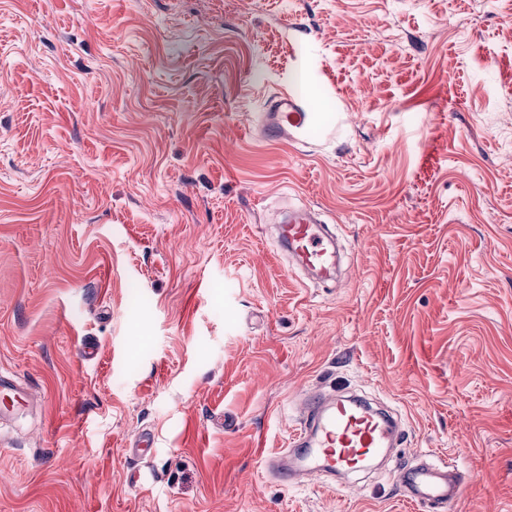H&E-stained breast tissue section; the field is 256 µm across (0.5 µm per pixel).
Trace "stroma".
<instances>
[{
    "label": "stroma",
    "mask_w": 512,
    "mask_h": 512,
    "mask_svg": "<svg viewBox=\"0 0 512 512\" xmlns=\"http://www.w3.org/2000/svg\"><path fill=\"white\" fill-rule=\"evenodd\" d=\"M301 66L335 138H259ZM0 370V512H427L263 469L336 388L512 512V0H0ZM322 228L321 221L311 210L289 211L277 227V240L299 264L331 276L336 269V251Z\"/></svg>",
    "instance_id": "stroma-1"
}]
</instances>
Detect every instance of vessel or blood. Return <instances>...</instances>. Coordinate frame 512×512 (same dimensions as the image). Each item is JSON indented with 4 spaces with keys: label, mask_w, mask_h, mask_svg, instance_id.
<instances>
[{
    "label": "vessel or blood",
    "mask_w": 512,
    "mask_h": 512,
    "mask_svg": "<svg viewBox=\"0 0 512 512\" xmlns=\"http://www.w3.org/2000/svg\"><path fill=\"white\" fill-rule=\"evenodd\" d=\"M327 133L317 113L311 112L294 88L271 99L261 128L263 139L297 142L311 131ZM277 240L302 266L329 276L336 269V251L320 220L309 209L290 211L277 227ZM299 429L287 452L262 460L264 469L285 484L325 478L327 474L366 471L387 448L402 441L393 417L372 409L361 397L307 392L297 407ZM407 501L429 504L450 512L464 486L453 464L401 467L393 472Z\"/></svg>",
    "instance_id": "obj_1"
}]
</instances>
